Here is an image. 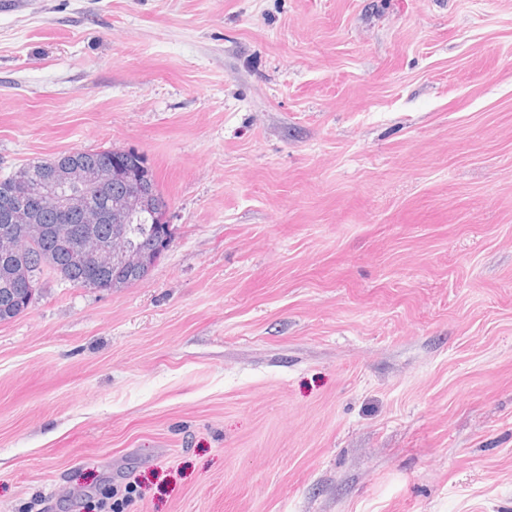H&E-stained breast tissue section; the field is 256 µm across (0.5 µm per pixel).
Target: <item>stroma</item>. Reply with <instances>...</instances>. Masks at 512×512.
<instances>
[{"label": "stroma", "instance_id": "obj_1", "mask_svg": "<svg viewBox=\"0 0 512 512\" xmlns=\"http://www.w3.org/2000/svg\"><path fill=\"white\" fill-rule=\"evenodd\" d=\"M105 148L171 243L0 323V512H512V0H0V178Z\"/></svg>", "mask_w": 512, "mask_h": 512}]
</instances>
